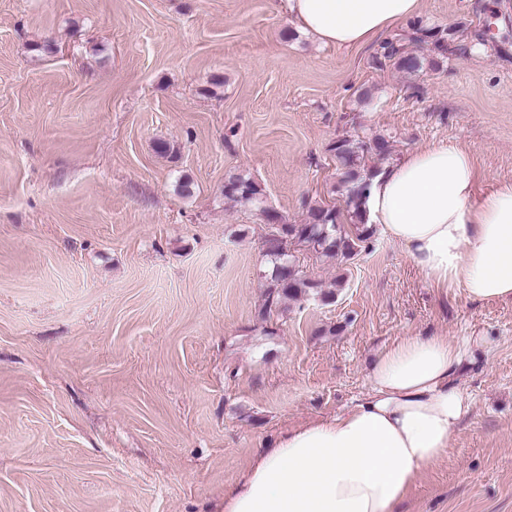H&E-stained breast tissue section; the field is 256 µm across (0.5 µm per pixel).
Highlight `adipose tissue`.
Here are the masks:
<instances>
[{
  "instance_id": "ef3b65f1",
  "label": "adipose tissue",
  "mask_w": 512,
  "mask_h": 512,
  "mask_svg": "<svg viewBox=\"0 0 512 512\" xmlns=\"http://www.w3.org/2000/svg\"><path fill=\"white\" fill-rule=\"evenodd\" d=\"M299 28L352 47L415 16L420 0H283ZM472 151L431 144L372 179L369 223L438 288L512 299V182L477 195ZM476 340L406 336L377 358L370 392L334 417L289 429L224 492V512H397L444 458L469 408L458 383Z\"/></svg>"
}]
</instances>
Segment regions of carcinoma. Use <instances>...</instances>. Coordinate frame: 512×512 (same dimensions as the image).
Returning a JSON list of instances; mask_svg holds the SVG:
<instances>
[{"instance_id": "obj_1", "label": "carcinoma", "mask_w": 512, "mask_h": 512, "mask_svg": "<svg viewBox=\"0 0 512 512\" xmlns=\"http://www.w3.org/2000/svg\"><path fill=\"white\" fill-rule=\"evenodd\" d=\"M412 29L418 34V41L429 39L434 48L445 47V37L440 31L425 29L416 22L412 24ZM387 62L401 72L416 75L425 68L427 58L388 41L374 60L377 66ZM389 149V141L383 137H376L367 145L344 138L333 142L329 147V151L344 168V182L348 184L346 205L357 221L353 230L345 229V225L339 222L340 213L334 207H309L307 222L304 224H280L276 222L278 214L264 210L271 225L270 234L275 239L269 242L265 251L269 270L265 274V301L259 310L261 320L266 321L273 313L286 310L287 302L299 301L320 287L318 282L307 277L294 264L291 249L302 246L321 257L333 259L339 256L348 260L366 248L372 237V229L366 226V211L362 209V205L373 171L361 172L360 153L370 151L383 158L389 153ZM224 197L243 206H258L263 203L264 193L261 185L253 178L234 174L224 182Z\"/></svg>"}]
</instances>
